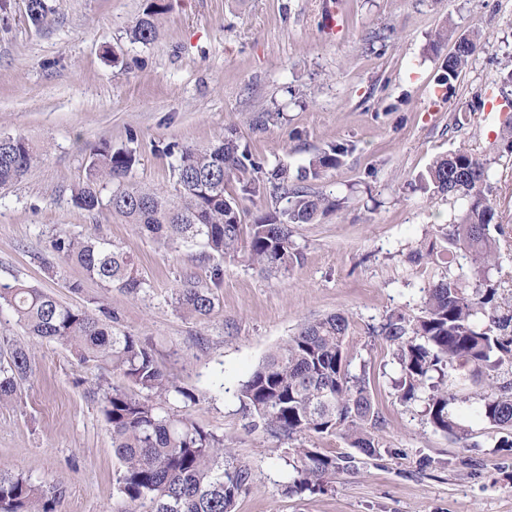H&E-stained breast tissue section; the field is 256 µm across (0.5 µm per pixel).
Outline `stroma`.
<instances>
[{
	"label": "stroma",
	"instance_id": "1",
	"mask_svg": "<svg viewBox=\"0 0 512 512\" xmlns=\"http://www.w3.org/2000/svg\"><path fill=\"white\" fill-rule=\"evenodd\" d=\"M148 2L50 0L47 24L36 27L25 0H0V136L23 134L38 155L0 189V286L34 285L93 314L109 307L118 330L149 343L196 397L174 409L231 440L250 466L234 512H512V448L499 447L503 430L477 412L484 386L460 382L448 411L462 431L444 434L428 420V390L404 398L396 348L375 333L389 317L417 315L426 288L448 272L440 259L410 260L454 213L448 197L410 187L436 157L463 146L487 160L488 187L512 226V153L496 138L491 96L512 65V0H164L155 39L141 43L130 30ZM332 5L340 19L328 31L321 21ZM475 23L481 48L441 86L453 44L431 50L435 32ZM458 113L468 117L459 129ZM229 129L266 172L347 149L309 183L342 206L295 225L302 259L288 273L169 250L108 207L88 212L72 201L101 143L134 151L138 187L173 196L179 156L167 146L202 148ZM62 233H94L131 253L146 288L133 297L90 279L53 250ZM216 267L213 313L183 316L174 289L189 275L209 283ZM333 313L350 319L349 370L366 379L380 454L324 491L289 494L295 443L254 425L240 388L273 347ZM15 343L29 344L32 373L0 406V470L64 481L61 512H127L92 392L112 374L60 344L30 342L2 306L0 346Z\"/></svg>",
	"mask_w": 512,
	"mask_h": 512
}]
</instances>
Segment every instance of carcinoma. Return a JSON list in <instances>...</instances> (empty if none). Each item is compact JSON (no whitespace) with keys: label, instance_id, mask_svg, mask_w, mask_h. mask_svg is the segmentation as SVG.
<instances>
[{"label":"carcinoma","instance_id":"obj_1","mask_svg":"<svg viewBox=\"0 0 512 512\" xmlns=\"http://www.w3.org/2000/svg\"><path fill=\"white\" fill-rule=\"evenodd\" d=\"M164 6L149 5L131 30V37L151 42ZM47 0H26V15L34 25L46 22ZM482 33L474 27L460 34L444 62L443 85H451L481 47ZM345 147L317 154L309 166L290 177L288 168L273 170L266 179L242 186L251 196L267 187L280 193L285 206L274 215L242 223L237 200L228 184L251 168L260 169L247 147L232 132L217 143L198 149L183 147L176 168L179 194L144 191L129 180L137 162L131 151L112 150L103 143L93 153L86 181L72 191L75 205L94 211L102 205L100 187L110 183L107 205L112 214L135 224L147 237L172 248L199 246L210 254L236 255L261 273L285 272L301 260L293 240V225L314 224L336 201L321 192L297 187L294 180L317 179L340 162ZM36 159L22 135L0 137V188L24 177ZM489 180L486 161L458 148L437 159L421 176L423 189L459 202V214L442 228L446 263L457 256L468 266L432 282L425 290L421 314L410 319L392 316L378 335L396 345L406 398L431 384L427 415L438 430L454 434L459 424L448 413V388L471 376L486 378L491 392L481 398L479 414L490 423L512 430V382L494 385L493 372L512 364V315L498 313L499 284L492 279L498 263V239L504 235L497 200L485 193ZM246 250H241L243 239ZM53 249L81 265L88 275L131 295L146 288L130 253L107 240L88 235L61 234ZM478 282L473 294L470 281ZM6 305L37 342H57L82 362L103 364L122 378L120 384L97 385L121 463L118 490L130 512L144 503L150 512H234L238 497L251 482L252 471L235 462L232 447L222 437L198 425L187 413L172 411L170 401L196 403L161 369L154 351L140 337L112 326V311L95 316L68 306L40 288L18 283L0 289ZM174 304L182 314L204 319L214 310L208 286L187 277L175 291ZM350 322L342 313L303 324L264 357L242 385L243 409L258 419L271 436L294 440L303 435H338L360 454L371 458L379 441L377 422L366 380L349 373L346 339ZM32 372L27 346L11 344L0 353V405L12 403L18 387ZM297 465L288 492L322 491L329 479L355 469L351 455H327L315 448L295 449ZM60 481L36 482L22 472H0V512H58L65 496Z\"/></svg>","mask_w":512,"mask_h":512}]
</instances>
